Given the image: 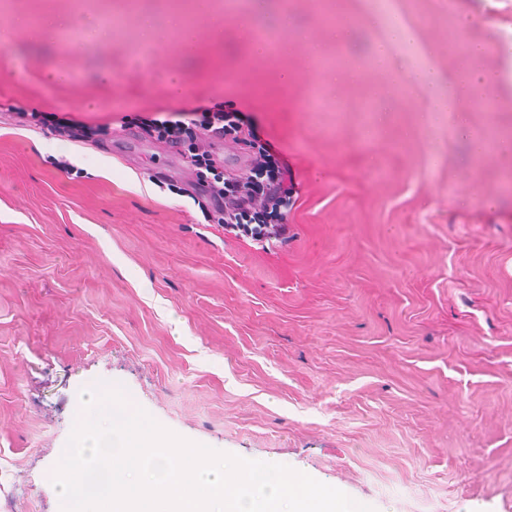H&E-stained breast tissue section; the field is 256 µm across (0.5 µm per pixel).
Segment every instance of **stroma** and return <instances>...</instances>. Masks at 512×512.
Instances as JSON below:
<instances>
[{
  "label": "stroma",
  "mask_w": 512,
  "mask_h": 512,
  "mask_svg": "<svg viewBox=\"0 0 512 512\" xmlns=\"http://www.w3.org/2000/svg\"><path fill=\"white\" fill-rule=\"evenodd\" d=\"M9 2L0 512H59L51 477L94 381L374 512H512V150L460 134L512 138L495 78L512 0ZM385 12L414 42L390 41ZM260 27L278 41L262 55ZM419 72L484 81L440 112ZM221 102L288 162L273 243L226 232L192 196L189 148L142 132ZM17 108L95 136L16 125Z\"/></svg>",
  "instance_id": "1"
}]
</instances>
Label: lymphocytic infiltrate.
<instances>
[{"label":"lymphocytic infiltrate","mask_w":512,"mask_h":512,"mask_svg":"<svg viewBox=\"0 0 512 512\" xmlns=\"http://www.w3.org/2000/svg\"><path fill=\"white\" fill-rule=\"evenodd\" d=\"M147 132L160 142L177 148L190 145L205 161H213L216 141L248 147L247 163L236 174L215 173L198 191L227 228L253 240L267 241L285 230L292 191L288 163L270 143L261 140L244 111L215 104L177 109L175 117L146 120Z\"/></svg>","instance_id":"1"}]
</instances>
